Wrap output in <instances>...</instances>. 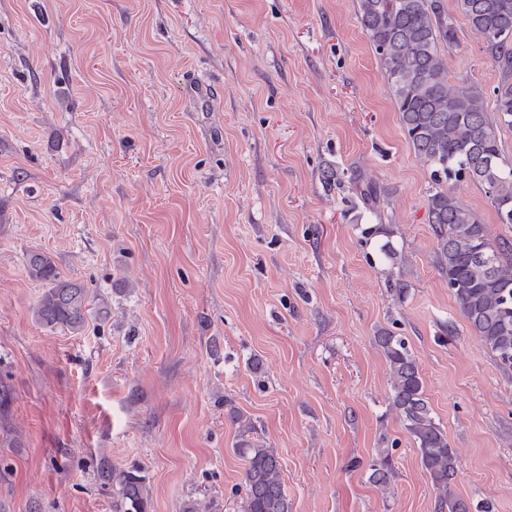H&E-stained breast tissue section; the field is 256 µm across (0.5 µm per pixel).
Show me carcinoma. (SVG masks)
I'll list each match as a JSON object with an SVG mask.
<instances>
[{
  "label": "carcinoma",
  "instance_id": "1",
  "mask_svg": "<svg viewBox=\"0 0 512 512\" xmlns=\"http://www.w3.org/2000/svg\"><path fill=\"white\" fill-rule=\"evenodd\" d=\"M459 10L482 40V50L499 74L493 88L494 111L483 91L472 85H448L439 42L455 43L453 18L441 20L438 0H356V18L390 84L406 139L436 178L467 180L481 186L503 224H512V164L504 160L497 136L512 126V0H458ZM429 223L436 240L439 271L468 325L496 357L512 368V242L492 244L479 215L453 193L429 198ZM26 273L45 289L33 309L51 329L79 333L91 299L81 283L63 278L53 258L41 251L26 254ZM391 371V406L416 444L420 466L440 490V508L467 512L453 497L457 456L435 422L425 382L407 339L385 331L377 336ZM247 462L245 512H291L281 464L271 448L240 444ZM388 452L370 465V481L380 487L393 479ZM116 488L119 512H146L148 490L140 468L102 470Z\"/></svg>",
  "mask_w": 512,
  "mask_h": 512
}]
</instances>
